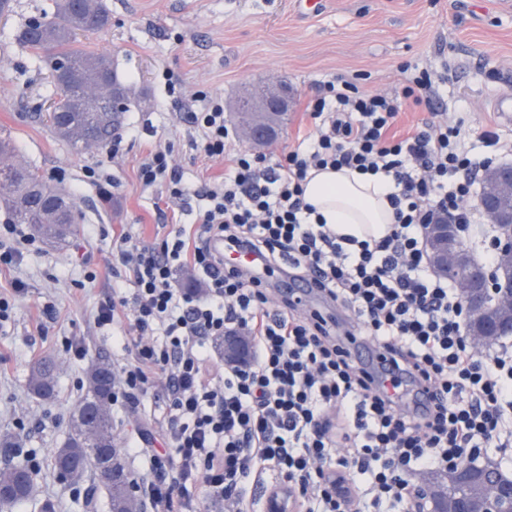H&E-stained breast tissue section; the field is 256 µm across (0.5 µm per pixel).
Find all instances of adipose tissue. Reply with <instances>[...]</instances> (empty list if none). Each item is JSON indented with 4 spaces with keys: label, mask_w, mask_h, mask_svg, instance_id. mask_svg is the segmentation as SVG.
<instances>
[{
    "label": "adipose tissue",
    "mask_w": 512,
    "mask_h": 512,
    "mask_svg": "<svg viewBox=\"0 0 512 512\" xmlns=\"http://www.w3.org/2000/svg\"><path fill=\"white\" fill-rule=\"evenodd\" d=\"M391 187L385 177L355 170L311 171L304 200L336 233L358 238L384 237L394 222Z\"/></svg>",
    "instance_id": "adipose-tissue-1"
}]
</instances>
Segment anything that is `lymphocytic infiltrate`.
Masks as SVG:
<instances>
[{"instance_id": "obj_1", "label": "lymphocytic infiltrate", "mask_w": 512, "mask_h": 512, "mask_svg": "<svg viewBox=\"0 0 512 512\" xmlns=\"http://www.w3.org/2000/svg\"><path fill=\"white\" fill-rule=\"evenodd\" d=\"M437 98L426 71L405 73L392 94L326 81L309 104L315 132L274 161L249 151L227 156L235 136L224 100L197 91L186 114L199 132L194 149L230 157L223 181L194 191L170 149L155 147L143 159V186L181 204L200 202L196 223L173 225L151 245L119 235L112 264L126 279L113 284L94 318L100 328L128 320L112 338L128 353L112 368L113 406L132 412L152 396L166 403L157 421L162 451L127 450L148 458L132 482L147 486L151 512H193L198 490L242 507L245 481L268 464L302 512H362L367 487L381 512L404 504L417 473H445L481 449L512 446V349L483 352L469 343L461 300L431 273L423 239L424 224L437 216L476 223L467 200L507 146L483 132L488 152L477 160L457 126L428 121L392 133L407 104L430 107ZM327 167L391 176L395 222L384 238L342 244L327 225L310 223L303 184L310 170ZM214 237L227 250L254 251L267 272L313 277L321 294L351 311L353 335L388 359L391 383L410 377L427 404L401 407L321 316L272 300L266 281L224 265L209 249ZM37 243L27 225L1 224L0 269L16 267ZM187 268L201 289L176 285ZM235 327L248 334L253 355L216 373L209 343Z\"/></svg>"}]
</instances>
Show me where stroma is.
<instances>
[{
    "label": "stroma",
    "mask_w": 512,
    "mask_h": 512,
    "mask_svg": "<svg viewBox=\"0 0 512 512\" xmlns=\"http://www.w3.org/2000/svg\"><path fill=\"white\" fill-rule=\"evenodd\" d=\"M300 2L104 0L110 25L80 40L110 53L133 91L122 152L114 159L94 148L75 154L41 122L52 90L49 69L8 40L30 18L51 13L54 0H12V13L0 16V129L14 141L15 163L36 168L76 201L81 226L67 243L43 244L0 275L2 292L13 293L14 280L26 284L13 294L10 320L0 324V435L17 442L0 447V464L32 462L38 472L37 496L12 512H41L46 501L54 512H88V482L63 481L49 461L71 432L90 365L120 356L111 328L93 321L98 301L112 289L105 265L113 243L128 227L149 245L167 225L195 221V210L179 209L159 189L141 184L140 163L155 145L168 143L190 185L224 176V160L196 154L197 133L183 118L185 102L170 95L168 78L189 93L205 88L223 96L228 115L244 89L286 83L288 115L278 142L264 149L274 159L314 132L306 105L322 81L340 77L363 91H391L405 66L440 80L439 111L449 124H461L473 156L484 153V130L512 142V123L501 122L493 109L512 91V0H321V8L308 13ZM88 167L111 175L110 194L85 179ZM91 269L98 276L89 284ZM68 339L84 345V356L65 349ZM45 356L59 367L50 401L27 383L32 365ZM164 408L152 397L137 412L114 410L119 446L153 429Z\"/></svg>",
    "instance_id": "stroma-1"
}]
</instances>
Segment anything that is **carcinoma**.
Here are the masks:
<instances>
[{
	"label": "carcinoma",
	"instance_id": "cac0c4a2",
	"mask_svg": "<svg viewBox=\"0 0 512 512\" xmlns=\"http://www.w3.org/2000/svg\"><path fill=\"white\" fill-rule=\"evenodd\" d=\"M110 22L102 0H54L51 16L27 24L15 35V42L45 61L51 70L66 63L81 73L82 84L72 88L54 84L55 100L52 110L45 115L51 132L63 140L77 154L88 149L89 140L105 148L122 127L124 113L112 115L101 112L99 100L109 95L112 83L118 77L112 67V57L104 52L80 44L76 31L85 33L100 30ZM268 89L248 92L239 101L238 127L245 131L256 122L281 125L286 111L257 112L255 102ZM14 146L9 136L0 131V204L11 215L15 224H26L34 233L51 244H60L79 232L76 224L58 223L57 214L39 204L41 198L55 199L62 192L44 183L34 170L11 161ZM29 388L42 398L53 397L57 386L55 367L50 361H41L31 370ZM112 366L95 361L87 373V391L77 406L71 433L63 447L50 458V466L57 475L72 481H81L88 475H99L104 469L118 473L116 480H104L109 512H140L141 503L133 495L128 473L120 460L111 411ZM440 487L436 499L437 512H455L456 500L470 501L472 512H482V481L464 480L455 471L436 474ZM36 472L23 465L5 463L0 466V509L7 512L19 502L36 493Z\"/></svg>",
	"mask_w": 512,
	"mask_h": 512
}]
</instances>
